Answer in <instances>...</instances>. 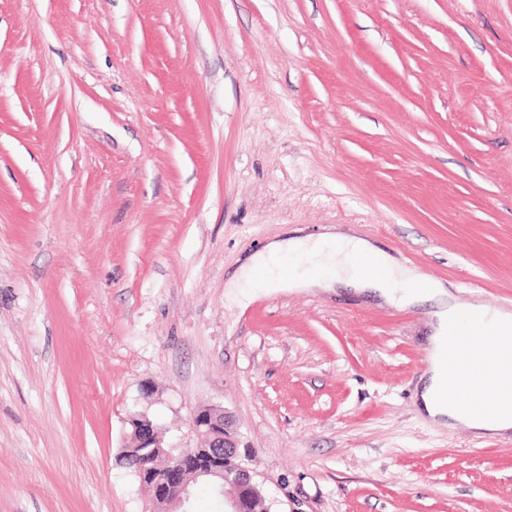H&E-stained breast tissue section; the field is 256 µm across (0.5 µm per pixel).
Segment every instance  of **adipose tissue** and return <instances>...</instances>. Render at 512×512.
I'll return each instance as SVG.
<instances>
[{"label":"adipose tissue","mask_w":512,"mask_h":512,"mask_svg":"<svg viewBox=\"0 0 512 512\" xmlns=\"http://www.w3.org/2000/svg\"><path fill=\"white\" fill-rule=\"evenodd\" d=\"M282 256L298 263L312 261L315 268L303 273L277 272L274 265ZM366 257L375 263L373 272H363L359 267L360 260ZM343 279L358 292L376 294L385 304L394 307L411 306L423 297L436 299L438 307L431 314V369L419 399L422 409L436 423L461 422L479 434H499L512 430L511 415L486 416L454 408L440 395L442 379L437 369L438 364L448 356L445 337L449 322L454 321L463 326L474 318L489 327H508L512 325L511 312L491 310L480 304L459 306L441 283L424 280L417 270L400 265L390 253L357 237L323 235L315 239L293 238L270 243L248 259L234 286L249 299L257 288L326 289Z\"/></svg>","instance_id":"1"}]
</instances>
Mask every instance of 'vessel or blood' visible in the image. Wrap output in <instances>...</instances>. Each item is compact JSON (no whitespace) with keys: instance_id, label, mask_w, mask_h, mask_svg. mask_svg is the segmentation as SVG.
<instances>
[{"instance_id":"vessel-or-blood-1","label":"vessel or blood","mask_w":512,"mask_h":512,"mask_svg":"<svg viewBox=\"0 0 512 512\" xmlns=\"http://www.w3.org/2000/svg\"><path fill=\"white\" fill-rule=\"evenodd\" d=\"M448 360L441 365L447 393L464 390L467 410L512 413V330H484L464 335L449 330Z\"/></svg>"}]
</instances>
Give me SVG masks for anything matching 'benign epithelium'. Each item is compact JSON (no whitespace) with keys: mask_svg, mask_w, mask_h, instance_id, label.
I'll return each instance as SVG.
<instances>
[{"mask_svg":"<svg viewBox=\"0 0 512 512\" xmlns=\"http://www.w3.org/2000/svg\"><path fill=\"white\" fill-rule=\"evenodd\" d=\"M193 431L206 440L203 448H184L177 453L163 450L164 439L154 423L143 418L128 446L129 467L142 471V459L157 456L166 460V470L152 475V499L166 512H186L192 495L184 472L193 478L212 475L219 478L227 512H246V502L258 494L255 473L245 461L237 429L230 415L220 406H206L192 418Z\"/></svg>","mask_w":512,"mask_h":512,"instance_id":"obj_1","label":"benign epithelium"}]
</instances>
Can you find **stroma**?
Wrapping results in <instances>:
<instances>
[{"instance_id":"1","label":"stroma","mask_w":512,"mask_h":512,"mask_svg":"<svg viewBox=\"0 0 512 512\" xmlns=\"http://www.w3.org/2000/svg\"><path fill=\"white\" fill-rule=\"evenodd\" d=\"M335 233L512 310V0H0V512H153L129 413L206 405L271 512H512L420 410L434 301L229 288Z\"/></svg>"}]
</instances>
